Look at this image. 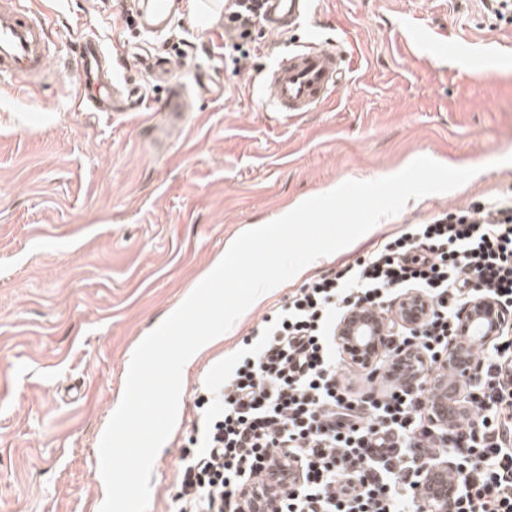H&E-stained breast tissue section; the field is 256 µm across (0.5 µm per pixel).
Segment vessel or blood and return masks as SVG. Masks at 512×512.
Wrapping results in <instances>:
<instances>
[{"label": "vessel or blood", "instance_id": "obj_1", "mask_svg": "<svg viewBox=\"0 0 512 512\" xmlns=\"http://www.w3.org/2000/svg\"><path fill=\"white\" fill-rule=\"evenodd\" d=\"M310 0H263L261 24L268 34H281L306 16ZM53 61L48 27L23 0H0V84L32 85ZM78 106L97 112L124 111L134 90L111 68L97 40H85L77 61ZM345 67L340 51L313 41L282 58L265 77L275 111L298 117L316 111L339 89ZM191 106L178 89L168 93L164 117H187Z\"/></svg>", "mask_w": 512, "mask_h": 512}]
</instances>
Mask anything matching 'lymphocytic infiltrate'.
<instances>
[{
  "instance_id": "obj_1",
  "label": "lymphocytic infiltrate",
  "mask_w": 512,
  "mask_h": 512,
  "mask_svg": "<svg viewBox=\"0 0 512 512\" xmlns=\"http://www.w3.org/2000/svg\"><path fill=\"white\" fill-rule=\"evenodd\" d=\"M411 289L430 313L418 330H400L394 354L411 352L418 375L391 387L384 363L357 371L346 361L336 324L357 306L390 314ZM480 295L512 312L511 196L403 225L302 284L197 397L179 512H244L264 473L273 512H423V472L444 458L459 485L452 512H512V335L478 348L474 395L457 424L435 427L426 406L428 372Z\"/></svg>"
}]
</instances>
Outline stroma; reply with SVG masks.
Listing matches in <instances>:
<instances>
[{
    "instance_id": "stroma-1",
    "label": "stroma",
    "mask_w": 512,
    "mask_h": 512,
    "mask_svg": "<svg viewBox=\"0 0 512 512\" xmlns=\"http://www.w3.org/2000/svg\"><path fill=\"white\" fill-rule=\"evenodd\" d=\"M68 59L35 87L0 88V512H99L94 459L125 388L128 352L247 224L347 180H373L428 156L476 168L461 187L408 200L395 216L323 257L249 307L182 377L176 425L155 458L148 512H177V465L203 371H222L248 329L310 276L435 213L512 192V70L467 76L472 53L512 63V26L479 0H312L281 37L256 28L261 52L238 60L224 18L183 12L148 33L123 0H27ZM415 17L446 34L455 60L405 42ZM126 58L128 81L157 111L183 86L195 112L153 128L138 112L75 105L79 42ZM339 46L346 83L300 118L271 111L266 72L311 40Z\"/></svg>"
}]
</instances>
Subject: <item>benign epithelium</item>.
Listing matches in <instances>:
<instances>
[{
    "mask_svg": "<svg viewBox=\"0 0 512 512\" xmlns=\"http://www.w3.org/2000/svg\"><path fill=\"white\" fill-rule=\"evenodd\" d=\"M429 313V306L423 296L410 291L400 296L394 303L391 317L403 328L420 325ZM477 325L488 330L483 341L490 343L501 335L506 328L512 329V318L504 315L499 304L488 296L472 300L466 312L461 316L457 334L467 339ZM386 324L376 322L371 314L356 307L349 311L336 328V342L345 355L353 356L351 363L367 369L393 353L394 345L388 338ZM443 365L456 373L457 387L470 386L478 372L476 361L464 355L462 346L448 348V358ZM459 486L455 480H445L437 484L431 497L425 499L427 512H448L458 494Z\"/></svg>",
    "mask_w": 512,
    "mask_h": 512,
    "instance_id": "7a95c632",
    "label": "benign epithelium"
}]
</instances>
